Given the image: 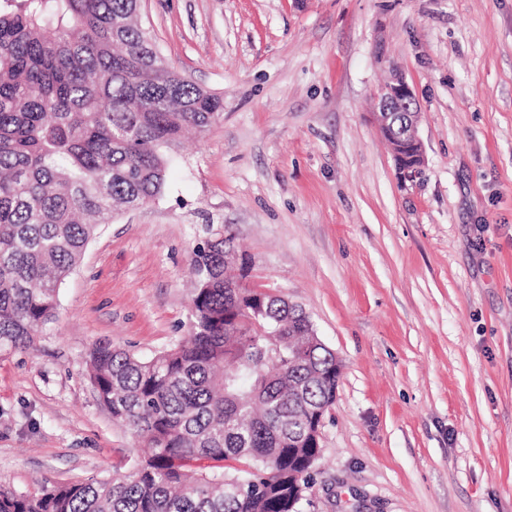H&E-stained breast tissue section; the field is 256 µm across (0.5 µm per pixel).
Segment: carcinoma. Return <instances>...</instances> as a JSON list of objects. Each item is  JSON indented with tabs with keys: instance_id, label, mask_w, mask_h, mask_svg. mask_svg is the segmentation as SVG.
<instances>
[{
	"instance_id": "carcinoma-1",
	"label": "carcinoma",
	"mask_w": 512,
	"mask_h": 512,
	"mask_svg": "<svg viewBox=\"0 0 512 512\" xmlns=\"http://www.w3.org/2000/svg\"><path fill=\"white\" fill-rule=\"evenodd\" d=\"M222 97L177 78L138 0H0V351L27 350L98 227L166 190L185 132ZM228 230L197 244L188 339L148 358L88 356L112 419L149 442L125 475L30 493L0 512H301L320 452L310 411L330 408L334 352L302 306L224 276Z\"/></svg>"
}]
</instances>
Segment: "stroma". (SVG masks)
Segmentation results:
<instances>
[{
  "label": "stroma",
  "instance_id": "obj_1",
  "mask_svg": "<svg viewBox=\"0 0 512 512\" xmlns=\"http://www.w3.org/2000/svg\"><path fill=\"white\" fill-rule=\"evenodd\" d=\"M224 118L164 196L100 225L34 349L0 352V486L110 477L145 451L86 370L189 331L192 248L229 226L250 283L341 361L302 512H512V0H140ZM397 66L425 164L372 118Z\"/></svg>",
  "mask_w": 512,
  "mask_h": 512
}]
</instances>
